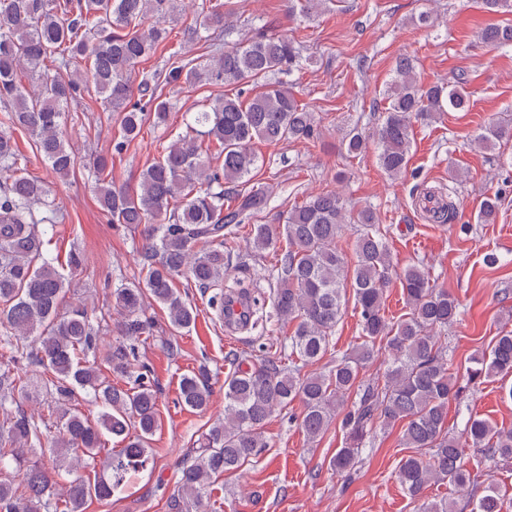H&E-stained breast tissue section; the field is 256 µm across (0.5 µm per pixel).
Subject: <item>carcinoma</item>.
Returning a JSON list of instances; mask_svg holds the SVG:
<instances>
[{
  "label": "carcinoma",
  "instance_id": "carcinoma-1",
  "mask_svg": "<svg viewBox=\"0 0 512 512\" xmlns=\"http://www.w3.org/2000/svg\"><path fill=\"white\" fill-rule=\"evenodd\" d=\"M180 5L200 16L205 30L230 34L221 5L208 0H0V512H85L89 501L110 500L129 475L147 468L149 441L159 427L157 396L147 367L134 369L133 345L153 329L146 300L166 309L170 333L194 326L196 312L174 286L175 276L185 273L198 288L218 289L211 303L224 314L227 230L260 212L270 198L262 188L240 190L259 162L254 141H306L318 133L315 113L297 99L292 83L277 79L302 69L298 48L268 30L215 45L200 67L175 60L160 70L137 73V66L168 39L164 19ZM145 20L150 21L147 28L135 25ZM480 39L491 48L511 47L512 25H490ZM22 73L29 78L27 87L19 79ZM260 79L268 83L252 97L242 99L240 90L226 93L196 113L193 134L163 147L160 157L141 171L134 190L108 179L107 158L89 162L97 201L110 223L141 229L147 284L145 291H112L117 337L103 343L86 307H63L69 277L83 271V256L69 252L65 274L58 258L46 255L43 225L59 223L60 215L45 185L20 167L11 129L28 131L41 160L67 177L78 156L62 139V117L90 92L101 97L105 111L119 113L113 142L119 153L145 123L165 124L172 104L157 94L158 82L238 87ZM463 84L459 77L448 86L424 85L412 59L398 57L376 133L378 164L390 178L408 168L414 123L431 124L466 107L469 94ZM204 138L223 158L219 171L210 166ZM509 140L512 122L492 121L476 143L486 149ZM343 141L350 156L367 149L366 137L356 128ZM499 203L498 196H485L477 211L479 223H493ZM379 221L373 208L353 214L340 193L326 190L289 210L281 230L252 225L249 244L255 253L285 236L272 305L279 319L294 324L288 344L302 366L284 370L261 364L224 379V418L202 435L195 456L182 464L172 512H206L212 479L238 472L256 458L267 447V420L295 401L302 410L291 422L312 443L333 415L341 417L345 445L330 463L346 480L356 473L367 434L377 426L401 424L403 445L417 454L401 460L396 476L418 512H450L448 501L424 498L432 484L469 489L474 469L465 448L484 449L489 463L512 464V427L470 415L464 439L449 434L448 401L458 396L461 385L441 333L457 321L460 303L432 283L420 265L393 274ZM352 224L356 237L348 262L337 242ZM394 279L408 308L397 322L385 314L387 288ZM348 288L359 310L363 341L327 372H302L327 353ZM383 346L390 354L383 382L363 383L361 370ZM100 358L113 379L127 387L103 376ZM473 363L467 369L472 380L511 375L512 331H501L488 353ZM30 364L40 368L34 379L23 371ZM208 378L204 364L183 376L179 403L207 409ZM32 384L47 401L45 413L25 410L14 399ZM81 393L102 408L94 423L78 408ZM352 393L355 401L347 407ZM107 434L124 446L98 473L95 461ZM10 469L20 472L21 480ZM470 505L471 512H501L500 488L487 484Z\"/></svg>",
  "mask_w": 512,
  "mask_h": 512
}]
</instances>
